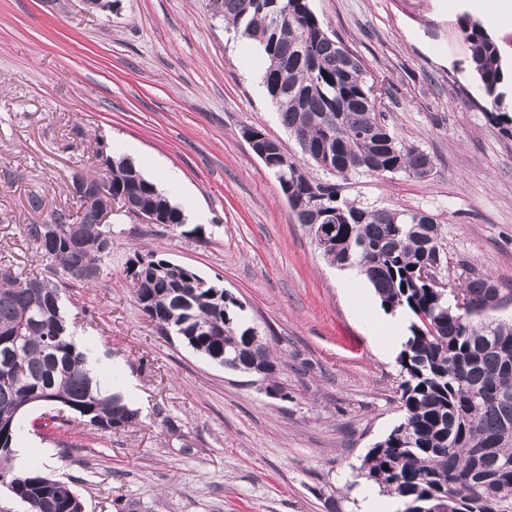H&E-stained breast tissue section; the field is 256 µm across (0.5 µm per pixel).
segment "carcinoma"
<instances>
[{"label": "carcinoma", "instance_id": "obj_1", "mask_svg": "<svg viewBox=\"0 0 512 512\" xmlns=\"http://www.w3.org/2000/svg\"><path fill=\"white\" fill-rule=\"evenodd\" d=\"M213 15L266 55L263 83L300 157L268 155L291 215L300 224L336 225V248L326 259L364 272L386 309L405 307L414 321L398 357L403 381V421L378 441L358 468L361 477L402 498L405 512H429L432 499L453 493L456 512H512V323L491 317L500 288L489 274L465 267L467 291L487 300L468 315L437 299L420 280L432 263L444 269L443 229L434 215L409 209L363 206L344 194L356 175H427L433 161L388 127H376V99L367 71L343 42L328 33L309 0H210ZM460 31L467 62L483 100L501 130L512 134V115L501 111L507 66L497 42L465 16ZM331 176L314 180L305 166ZM77 211L48 210L45 223L27 224L43 268L23 277L0 264V483L26 512H79L81 498L60 479L11 466L20 418L35 405H58L97 431L134 422L138 410L104 388L71 340L62 295L99 278L112 249V225L100 224L88 200L99 192L85 177ZM108 193L128 201L134 216L154 213L163 224H185L182 210L134 164L112 160ZM128 276L143 312L164 335L174 333L194 352L227 368L266 370L267 389L286 398L274 380L277 358L250 334L242 306L203 278L154 250L135 253Z\"/></svg>", "mask_w": 512, "mask_h": 512}]
</instances>
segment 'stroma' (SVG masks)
Listing matches in <instances>:
<instances>
[{"mask_svg": "<svg viewBox=\"0 0 512 512\" xmlns=\"http://www.w3.org/2000/svg\"><path fill=\"white\" fill-rule=\"evenodd\" d=\"M329 33L384 83L386 122L433 160L427 176H357L364 205L440 221L448 282L465 266L492 274L512 317V136L486 111L457 20L479 21L512 57V28L471 0H311ZM265 61L213 16L208 0H0V263L31 272L24 236L44 213L74 207L73 176L123 156L191 213L180 227L114 209L112 252L64 308L102 360L109 387H131L139 416L102 433L21 418L25 466L69 481L84 512H361L357 469L403 419L398 351L357 306L365 281L341 269L292 217L278 183L241 137L253 126L299 147L253 83ZM192 268L243 305L280 359L283 399L258 376L225 369L156 330L127 277L136 250Z\"/></svg>", "mask_w": 512, "mask_h": 512, "instance_id": "stroma-1", "label": "stroma"}]
</instances>
